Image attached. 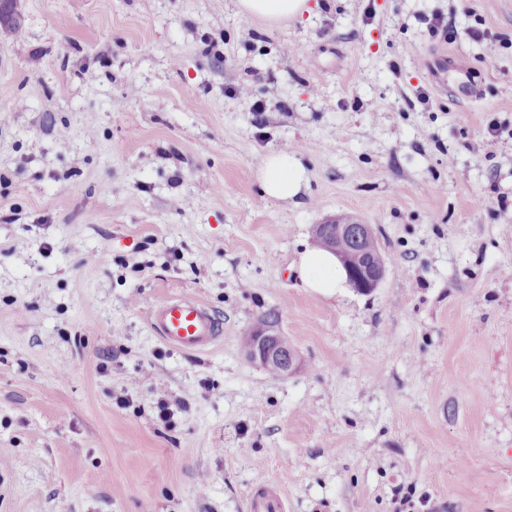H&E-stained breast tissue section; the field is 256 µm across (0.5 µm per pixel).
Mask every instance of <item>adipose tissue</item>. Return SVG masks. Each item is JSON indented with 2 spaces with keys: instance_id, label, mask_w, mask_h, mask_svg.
I'll list each match as a JSON object with an SVG mask.
<instances>
[{
  "instance_id": "adipose-tissue-1",
  "label": "adipose tissue",
  "mask_w": 512,
  "mask_h": 512,
  "mask_svg": "<svg viewBox=\"0 0 512 512\" xmlns=\"http://www.w3.org/2000/svg\"><path fill=\"white\" fill-rule=\"evenodd\" d=\"M240 14L281 24L301 15L307 0H238ZM260 188L266 198L288 200L299 197L308 185V174L297 151L280 149L266 154L258 166ZM301 278L307 288L325 296L341 293L346 286V272L331 253L312 249L299 260Z\"/></svg>"
}]
</instances>
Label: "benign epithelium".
I'll use <instances>...</instances> for the list:
<instances>
[{
	"mask_svg": "<svg viewBox=\"0 0 512 512\" xmlns=\"http://www.w3.org/2000/svg\"><path fill=\"white\" fill-rule=\"evenodd\" d=\"M318 229L323 233L327 248L338 257L347 270L349 284L352 288L361 294L373 292L385 277V272L372 265L367 257L368 250L362 249L348 258L336 247V237L346 233L355 234V239L360 243L376 239L373 226L358 220H354L348 225L332 220L318 225ZM254 336L255 342L248 354L249 359L262 365L281 359L286 362L283 373L286 374L292 370L295 359H290L288 355L281 352L280 336L272 328H258L254 330Z\"/></svg>",
	"mask_w": 512,
	"mask_h": 512,
	"instance_id": "1",
	"label": "benign epithelium"
}]
</instances>
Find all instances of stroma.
Listing matches in <instances>:
<instances>
[{
    "label": "stroma",
    "mask_w": 512,
    "mask_h": 512,
    "mask_svg": "<svg viewBox=\"0 0 512 512\" xmlns=\"http://www.w3.org/2000/svg\"><path fill=\"white\" fill-rule=\"evenodd\" d=\"M308 4L273 27L236 0H16L0 512H249L262 484L285 512H512V0ZM442 52L464 68L438 90ZM285 148L307 194L265 199ZM350 218L386 275L317 294L299 257ZM178 294L222 327L206 351L149 327ZM267 321L288 375L240 346Z\"/></svg>",
    "instance_id": "1"
}]
</instances>
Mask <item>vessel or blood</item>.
<instances>
[{
  "instance_id": "obj_1",
  "label": "vessel or blood",
  "mask_w": 512,
  "mask_h": 512,
  "mask_svg": "<svg viewBox=\"0 0 512 512\" xmlns=\"http://www.w3.org/2000/svg\"><path fill=\"white\" fill-rule=\"evenodd\" d=\"M148 322L164 343L186 352H201L220 337L217 320L201 302L175 296L153 307Z\"/></svg>"
}]
</instances>
